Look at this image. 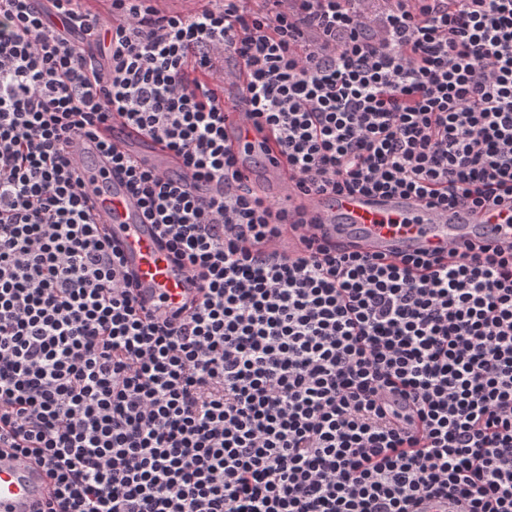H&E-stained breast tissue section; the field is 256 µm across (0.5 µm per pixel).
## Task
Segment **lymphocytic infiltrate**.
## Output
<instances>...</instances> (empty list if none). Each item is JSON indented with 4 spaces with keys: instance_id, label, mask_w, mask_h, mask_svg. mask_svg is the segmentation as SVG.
Masks as SVG:
<instances>
[{
    "instance_id": "f902f5d3",
    "label": "lymphocytic infiltrate",
    "mask_w": 512,
    "mask_h": 512,
    "mask_svg": "<svg viewBox=\"0 0 512 512\" xmlns=\"http://www.w3.org/2000/svg\"><path fill=\"white\" fill-rule=\"evenodd\" d=\"M50 3L0 0V442L54 479L46 512H512V245L321 242L241 182L223 83L230 56L304 195L512 208V0ZM116 114L222 188L105 146L199 281L175 319L144 314L69 167Z\"/></svg>"
}]
</instances>
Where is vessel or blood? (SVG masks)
I'll list each match as a JSON object with an SVG mask.
<instances>
[{"instance_id": "vessel-or-blood-1", "label": "vessel or blood", "mask_w": 512, "mask_h": 512, "mask_svg": "<svg viewBox=\"0 0 512 512\" xmlns=\"http://www.w3.org/2000/svg\"><path fill=\"white\" fill-rule=\"evenodd\" d=\"M232 149L243 181L256 183L265 174L270 187L265 200L289 209L306 208L319 231L336 244L367 256L395 259L420 251L472 243L499 247L512 243V210L484 205L443 209L412 195L341 193L308 199L297 187L279 154L262 153L256 128L230 114ZM160 172L177 171L176 158L156 140L113 119L109 128L83 136L70 153V167L90 187L89 208L101 232L119 252L124 271L134 275V293L154 314L171 315L200 296L198 281L174 262L159 242L138 197L124 175L114 172L105 143ZM46 470L33 456L12 449L0 451V512H39L52 494Z\"/></svg>"}]
</instances>
